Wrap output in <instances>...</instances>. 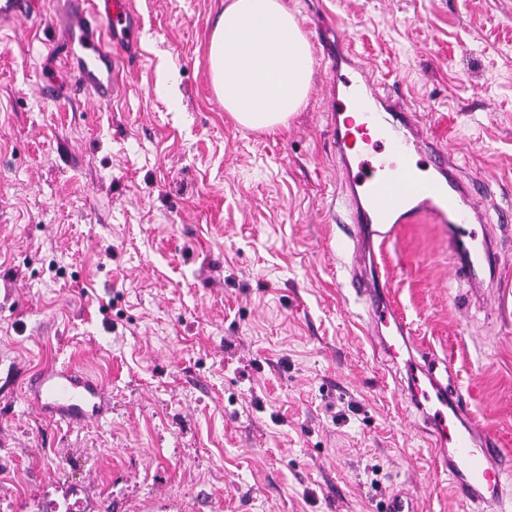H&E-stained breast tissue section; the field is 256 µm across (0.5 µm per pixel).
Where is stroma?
Segmentation results:
<instances>
[{
	"label": "stroma",
	"instance_id": "obj_1",
	"mask_svg": "<svg viewBox=\"0 0 512 512\" xmlns=\"http://www.w3.org/2000/svg\"><path fill=\"white\" fill-rule=\"evenodd\" d=\"M225 0H132L139 56L96 108L56 0L0 28V512H468L353 289L323 44L350 37L500 211L492 286L456 287L441 224L367 256L413 340L512 453V0H285L312 45L306 105L235 124L208 43ZM77 364L87 425L24 397ZM25 398L41 415L68 423H92L112 411L109 387L68 365L34 373ZM383 512H420L417 498L409 490L393 488L384 498Z\"/></svg>",
	"mask_w": 512,
	"mask_h": 512
}]
</instances>
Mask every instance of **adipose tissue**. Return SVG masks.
Listing matches in <instances>:
<instances>
[{"label":"adipose tissue","mask_w":512,"mask_h":512,"mask_svg":"<svg viewBox=\"0 0 512 512\" xmlns=\"http://www.w3.org/2000/svg\"><path fill=\"white\" fill-rule=\"evenodd\" d=\"M209 60L217 96L244 129L287 127L307 101L312 46L284 0H229L215 22Z\"/></svg>","instance_id":"ef3b65f1"}]
</instances>
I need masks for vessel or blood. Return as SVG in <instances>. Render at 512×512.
<instances>
[{
	"instance_id": "b4317fda",
	"label": "vessel or blood",
	"mask_w": 512,
	"mask_h": 512,
	"mask_svg": "<svg viewBox=\"0 0 512 512\" xmlns=\"http://www.w3.org/2000/svg\"><path fill=\"white\" fill-rule=\"evenodd\" d=\"M70 2L62 21L74 35L71 69L93 104L108 106L118 90L113 78L118 47L96 36L92 24L101 21L111 35L133 39L138 21L131 0ZM32 9L33 0H0V27L28 17ZM361 79L347 97L329 101L340 201L356 262L352 283L376 325L395 328V337L381 343L385 360L405 365L415 398L437 401L424 424L441 445L453 450L449 475L462 502L471 508L491 504L503 512L512 498V457L500 452L492 431L469 420L467 401L449 365L426 352L402 360V350L414 347L409 329L395 316L387 283L373 281L361 267L367 243L376 235L389 238L394 225L430 222L454 232L472 222L489 223L483 182L478 176L462 175L447 148L423 134L416 114L402 98L382 96L369 73H362ZM422 155L432 164L435 178L420 176ZM455 248L456 281L471 293L481 292L483 268L498 261L495 232L470 244L456 241ZM25 397L41 415L68 423L88 424L112 410L109 387L68 365L34 373ZM383 512H419L418 501L412 492L398 487L385 496Z\"/></svg>"
}]
</instances>
